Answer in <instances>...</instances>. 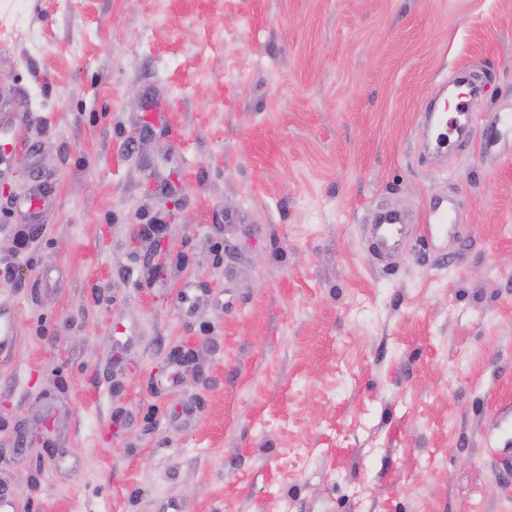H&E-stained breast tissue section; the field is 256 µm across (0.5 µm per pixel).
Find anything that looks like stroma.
I'll return each mask as SVG.
<instances>
[{
	"label": "stroma",
	"mask_w": 512,
	"mask_h": 512,
	"mask_svg": "<svg viewBox=\"0 0 512 512\" xmlns=\"http://www.w3.org/2000/svg\"><path fill=\"white\" fill-rule=\"evenodd\" d=\"M0 27V115L40 118L0 132L24 512H512V0H0ZM437 200L455 239L378 258L375 212Z\"/></svg>",
	"instance_id": "stroma-1"
}]
</instances>
